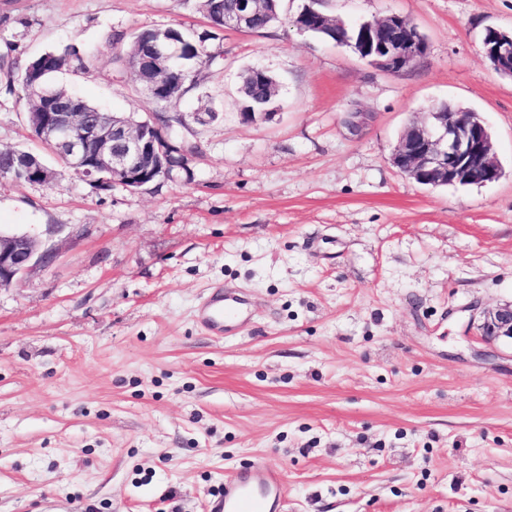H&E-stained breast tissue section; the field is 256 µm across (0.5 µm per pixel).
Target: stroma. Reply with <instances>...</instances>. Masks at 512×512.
I'll list each match as a JSON object with an SVG mask.
<instances>
[{
  "instance_id": "obj_1",
  "label": "stroma",
  "mask_w": 512,
  "mask_h": 512,
  "mask_svg": "<svg viewBox=\"0 0 512 512\" xmlns=\"http://www.w3.org/2000/svg\"><path fill=\"white\" fill-rule=\"evenodd\" d=\"M224 30L170 142L174 181L128 191L77 178L30 137V56L76 44L73 91L154 111L112 35L199 30L198 0H0V147L40 153L58 184L0 179V227L45 233L57 259L0 288V512H209L252 462L286 477V512H512V78L486 28L512 0H320L348 23L396 13L425 56L384 72L291 24ZM279 82L242 121L241 73ZM446 101L478 112L503 175L431 187L391 157ZM215 118L198 122L199 108ZM46 234V233H45ZM239 289L248 326L196 319ZM482 336L489 341L500 337L512 339V305H506L483 314L480 324Z\"/></svg>"
}]
</instances>
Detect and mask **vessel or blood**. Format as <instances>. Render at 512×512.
<instances>
[{
	"label": "vessel or blood",
	"mask_w": 512,
	"mask_h": 512,
	"mask_svg": "<svg viewBox=\"0 0 512 512\" xmlns=\"http://www.w3.org/2000/svg\"><path fill=\"white\" fill-rule=\"evenodd\" d=\"M199 318L217 333L238 331L249 323L244 301L229 290L213 294ZM285 486L281 470L262 462L251 464L225 479L223 495L214 512H282Z\"/></svg>",
	"instance_id": "1"
}]
</instances>
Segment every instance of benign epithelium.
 Masks as SVG:
<instances>
[{
  "label": "benign epithelium",
  "mask_w": 512,
  "mask_h": 512,
  "mask_svg": "<svg viewBox=\"0 0 512 512\" xmlns=\"http://www.w3.org/2000/svg\"><path fill=\"white\" fill-rule=\"evenodd\" d=\"M261 0H240L224 13V27L245 30L261 8ZM406 20L389 15L366 25L362 34L349 39L360 57L387 72H398L426 53L425 41L410 34L389 38L386 32ZM485 53L504 69H512V37L504 39L488 29ZM181 50L175 31L158 32L155 41L140 50L143 89L153 99L171 97L175 79L169 69L173 52ZM56 99V110L34 118V137L79 175L136 191L149 186V177L165 170L172 146L156 121V113L85 112L80 97L52 90L42 92ZM431 121L409 127L391 157L399 171L417 183L463 184L472 168H483L485 182L499 179L501 167L492 150L491 136L473 115L448 111L430 113ZM26 175L42 182L55 181V172L35 163L26 153L17 154L10 167H0V179ZM55 249L29 232L0 230V288L9 287L31 270L48 268L56 260ZM482 335L489 341L512 339V305L483 314Z\"/></svg>",
  "instance_id": "1"
}]
</instances>
